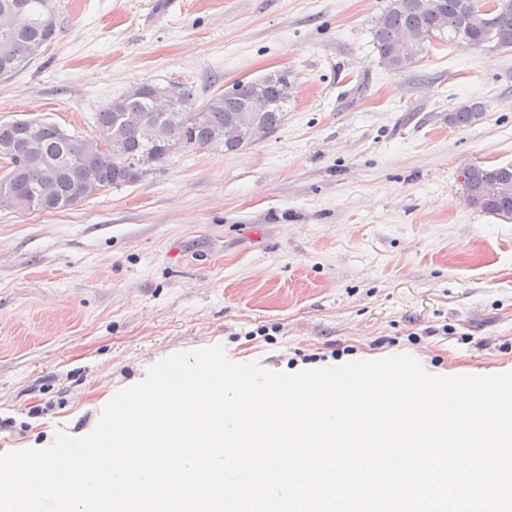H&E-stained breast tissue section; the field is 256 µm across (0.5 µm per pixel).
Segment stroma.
I'll list each match as a JSON object with an SVG mask.
<instances>
[{
	"instance_id": "stroma-1",
	"label": "stroma",
	"mask_w": 512,
	"mask_h": 512,
	"mask_svg": "<svg viewBox=\"0 0 512 512\" xmlns=\"http://www.w3.org/2000/svg\"><path fill=\"white\" fill-rule=\"evenodd\" d=\"M385 4L55 0V40L0 76V122L89 141L142 82L200 103L284 71L292 92L262 141L180 148L65 210L0 206V448L92 428L103 396L212 345L273 371L401 353L512 371V220L468 206L460 177L512 165V50L444 33L389 70Z\"/></svg>"
}]
</instances>
